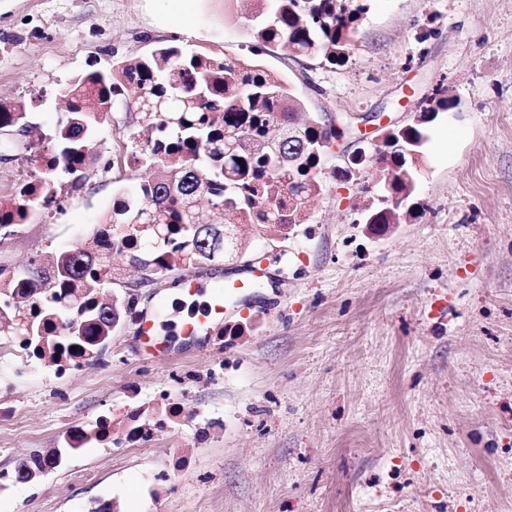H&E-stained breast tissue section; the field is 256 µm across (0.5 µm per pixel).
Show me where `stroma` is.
<instances>
[{
	"mask_svg": "<svg viewBox=\"0 0 512 512\" xmlns=\"http://www.w3.org/2000/svg\"><path fill=\"white\" fill-rule=\"evenodd\" d=\"M345 4L362 19L346 62L329 66L281 47L251 54L250 0H0V104L25 112L34 139L63 118L60 93L81 74L172 38L260 65L312 118L379 112L402 127L436 88L454 100L428 126L398 223L363 221L386 172L334 177L360 146L352 136L322 164L306 224L284 239L240 227L244 258L201 268L236 279L262 257L266 280L227 320L244 335L176 339L148 359L128 321L62 382L50 364L20 375L0 359V402L13 410L0 473L64 452L38 480L1 483L0 512H512V0ZM111 113L85 186L0 242L8 272L91 239L148 177L141 162L119 182L105 171L141 130L124 97ZM127 282L103 296L150 314L163 298L174 320L187 316L173 275ZM132 384L141 407L166 393L192 416L141 451L64 450L71 427L93 428ZM179 454L190 465L177 491L154 497L151 480Z\"/></svg>",
	"mask_w": 512,
	"mask_h": 512,
	"instance_id": "obj_1",
	"label": "stroma"
}]
</instances>
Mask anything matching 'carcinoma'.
<instances>
[{
    "instance_id": "obj_1",
    "label": "carcinoma",
    "mask_w": 512,
    "mask_h": 512,
    "mask_svg": "<svg viewBox=\"0 0 512 512\" xmlns=\"http://www.w3.org/2000/svg\"><path fill=\"white\" fill-rule=\"evenodd\" d=\"M259 4L255 52L288 45L298 57L323 55L332 65L345 62L358 13L340 0H254ZM131 89L139 123L154 136L131 152L154 169L132 197L117 199L96 231V247L74 246L61 252L51 272L26 270L0 280V335H29L23 340L40 353L58 345L94 357L131 312L118 299L112 308L97 301L100 290L123 282L129 271L144 281L168 272L200 269L240 250L234 224H263L277 237L307 220V203L323 190L317 170L336 144V133L317 119L301 127L307 147L294 164L282 163L267 150L270 126L296 122L303 103L285 83L258 65L233 63L219 55L190 52L163 44L144 57L122 61L110 71L89 72L63 89L67 112L51 135L54 160L35 178L39 188L21 182L0 190V225L28 216L35 205H49L59 174L72 176L81 189L89 144L104 123L102 110L111 98ZM453 105L440 95L421 120L389 133L371 163L393 173L389 189L412 193L413 163L392 152L395 143L421 146L426 125ZM0 130L23 136L25 113L0 105ZM34 145H7L0 137V157L9 163ZM208 180L210 207L185 204L196 185ZM125 266L112 263V253Z\"/></svg>"
}]
</instances>
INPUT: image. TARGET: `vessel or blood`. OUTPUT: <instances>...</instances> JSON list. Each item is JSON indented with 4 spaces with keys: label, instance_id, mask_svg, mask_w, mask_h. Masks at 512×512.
Wrapping results in <instances>:
<instances>
[{
    "label": "vessel or blood",
    "instance_id": "1",
    "mask_svg": "<svg viewBox=\"0 0 512 512\" xmlns=\"http://www.w3.org/2000/svg\"><path fill=\"white\" fill-rule=\"evenodd\" d=\"M260 269H253L250 276L227 281L209 282L197 276L185 279L184 293L187 296L197 294L207 295L208 301L204 316L200 319L182 321L180 332L185 340L197 339L204 328L205 320H223L226 312L239 304L261 279ZM136 333L141 343V349L146 354H160L165 350L164 344L157 336L156 323L151 315H142L137 321Z\"/></svg>",
    "mask_w": 512,
    "mask_h": 512
}]
</instances>
